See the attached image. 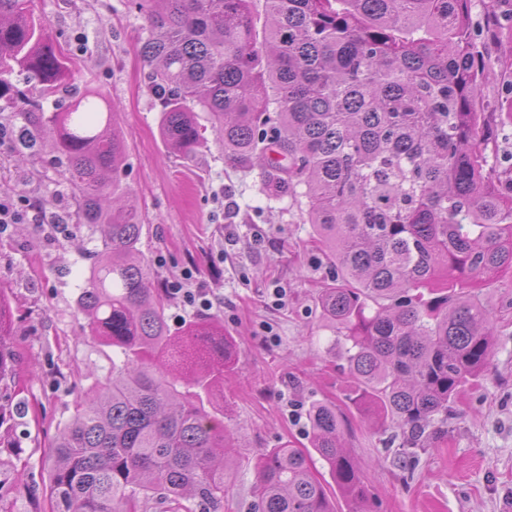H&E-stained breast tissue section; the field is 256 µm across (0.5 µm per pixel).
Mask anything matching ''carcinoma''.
Wrapping results in <instances>:
<instances>
[{
	"instance_id": "obj_1",
	"label": "carcinoma",
	"mask_w": 512,
	"mask_h": 512,
	"mask_svg": "<svg viewBox=\"0 0 512 512\" xmlns=\"http://www.w3.org/2000/svg\"><path fill=\"white\" fill-rule=\"evenodd\" d=\"M255 2L134 0L148 22L141 55L160 134L186 157L211 134L227 158L278 171L270 196L306 198L336 261L318 303L352 401L397 426L406 457L491 360L490 313L457 283L512 272V191L493 177L478 109L489 80L512 83V39L495 65L477 54L474 0H263L261 34ZM67 68L34 0H0V112L19 108L13 76L36 79L49 98ZM102 101L87 87L63 112L21 113L19 126L22 161L51 134L79 191V223L103 228L78 311L124 357L59 431L48 493L56 512H125L150 491L167 512H193L229 492V438L205 404L224 391L233 339L208 319L171 332ZM8 310L0 293V380L15 361ZM306 416L349 512H367L336 409L314 402ZM249 512L337 509L305 453L284 444L261 455Z\"/></svg>"
}]
</instances>
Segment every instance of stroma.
<instances>
[{"label":"stroma","mask_w":512,"mask_h":512,"mask_svg":"<svg viewBox=\"0 0 512 512\" xmlns=\"http://www.w3.org/2000/svg\"><path fill=\"white\" fill-rule=\"evenodd\" d=\"M54 45L70 57L69 87L97 89L114 108L126 146L123 185L144 224L141 248L160 287L189 280L236 344L224 375V423L235 448L219 512H248L257 459L284 442L310 445L309 405H335L343 442L358 463L371 512H512V274L469 283L490 312L493 357L463 387L445 423L403 465L392 428H373L351 402L352 379L317 304L336 272L306 221L305 200L272 198L267 171L225 158L216 142L193 157L159 133L161 108L140 56L147 23L131 0H36ZM490 116L489 163L512 171V84L493 79L481 101ZM0 146V196L24 194L49 213L71 214L77 191L43 147L32 164ZM99 234L84 224H11L0 231V291L12 305V378L0 381V512H53L49 448L75 402L122 363L77 312Z\"/></svg>","instance_id":"35a3bbf8"}]
</instances>
